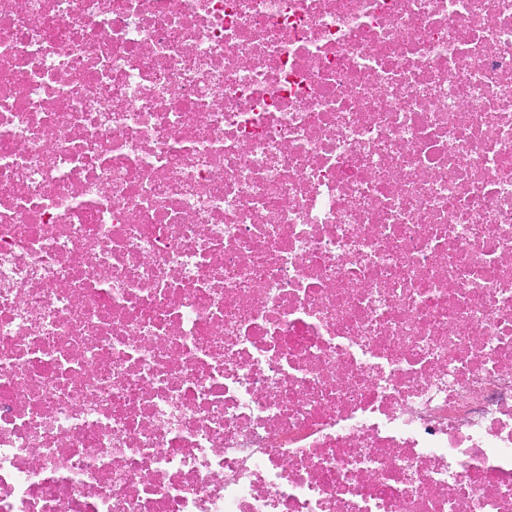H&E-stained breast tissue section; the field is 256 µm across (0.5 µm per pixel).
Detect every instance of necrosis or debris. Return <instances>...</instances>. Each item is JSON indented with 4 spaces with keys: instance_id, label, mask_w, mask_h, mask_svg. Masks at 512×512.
Returning a JSON list of instances; mask_svg holds the SVG:
<instances>
[{
    "instance_id": "obj_1",
    "label": "necrosis or debris",
    "mask_w": 512,
    "mask_h": 512,
    "mask_svg": "<svg viewBox=\"0 0 512 512\" xmlns=\"http://www.w3.org/2000/svg\"><path fill=\"white\" fill-rule=\"evenodd\" d=\"M0 512H512V0H0Z\"/></svg>"
}]
</instances>
